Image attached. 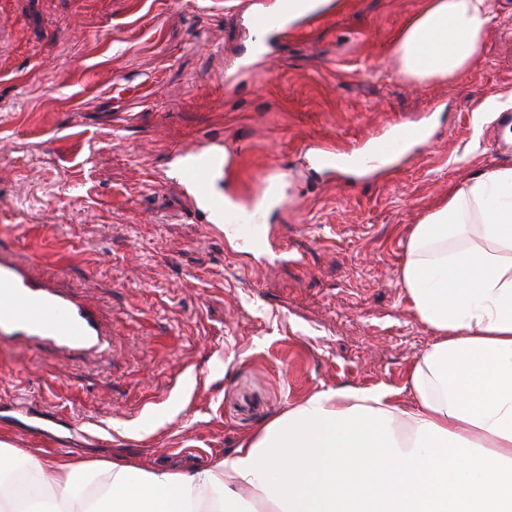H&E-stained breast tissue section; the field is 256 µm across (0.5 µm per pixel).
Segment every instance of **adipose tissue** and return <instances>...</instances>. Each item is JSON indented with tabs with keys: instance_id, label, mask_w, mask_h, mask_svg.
<instances>
[{
	"instance_id": "1",
	"label": "adipose tissue",
	"mask_w": 512,
	"mask_h": 512,
	"mask_svg": "<svg viewBox=\"0 0 512 512\" xmlns=\"http://www.w3.org/2000/svg\"><path fill=\"white\" fill-rule=\"evenodd\" d=\"M491 18L489 0H427L394 37L401 72H467ZM400 283L437 335L410 370L412 402L322 391L181 474L44 463L0 441V512H512V167L414 226Z\"/></svg>"
}]
</instances>
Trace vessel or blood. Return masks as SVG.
I'll return each mask as SVG.
<instances>
[{"label":"vessel or blood","instance_id":"1","mask_svg":"<svg viewBox=\"0 0 512 512\" xmlns=\"http://www.w3.org/2000/svg\"><path fill=\"white\" fill-rule=\"evenodd\" d=\"M245 19L253 41L266 48L288 32L282 13L266 0H256ZM425 134L422 126H401L365 151L347 154L316 145L310 158L322 172L333 175L351 166L371 167L380 159L401 154L410 140L422 139ZM243 150V145L227 146L209 138L172 149L165 179L180 186L203 224L227 231L236 242L253 249H271L275 262H287V244L270 245L261 214L224 198V170ZM0 343L77 357L105 352L109 334L98 312L77 294L61 288L56 280L35 278L13 253L0 250Z\"/></svg>","mask_w":512,"mask_h":512}]
</instances>
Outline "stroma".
<instances>
[{"instance_id":"1","label":"stroma","mask_w":512,"mask_h":512,"mask_svg":"<svg viewBox=\"0 0 512 512\" xmlns=\"http://www.w3.org/2000/svg\"><path fill=\"white\" fill-rule=\"evenodd\" d=\"M250 2L0 0V248L38 256L110 332L103 355L0 347V425L28 455L188 471L320 391L412 398L434 332L399 270L452 189L512 164L481 110L512 93V0H490L476 67L422 83L392 41L424 0H346L262 59L238 26ZM414 123L426 140L387 172L331 181L306 153ZM204 137L246 147L225 195L283 171L267 222L302 265L270 267L150 187Z\"/></svg>"}]
</instances>
